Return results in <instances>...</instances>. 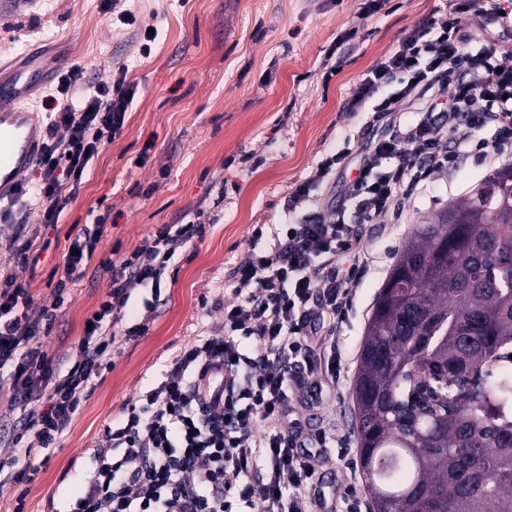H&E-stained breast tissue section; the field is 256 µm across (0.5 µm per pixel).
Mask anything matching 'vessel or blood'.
Returning a JSON list of instances; mask_svg holds the SVG:
<instances>
[{
	"mask_svg": "<svg viewBox=\"0 0 512 512\" xmlns=\"http://www.w3.org/2000/svg\"><path fill=\"white\" fill-rule=\"evenodd\" d=\"M46 82L36 58L0 61V202L16 199L23 174L41 156L44 129L28 107Z\"/></svg>",
	"mask_w": 512,
	"mask_h": 512,
	"instance_id": "obj_1",
	"label": "vessel or blood"
}]
</instances>
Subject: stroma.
Here are the masks:
<instances>
[{
    "mask_svg": "<svg viewBox=\"0 0 512 512\" xmlns=\"http://www.w3.org/2000/svg\"><path fill=\"white\" fill-rule=\"evenodd\" d=\"M375 16H359L360 0H129L136 23L109 19L100 0H40L23 12H0V57L39 50L52 70L79 64L93 82L109 80L113 62L128 67L137 87L122 135L92 161L77 198L56 225L29 211L25 227L0 218V270L28 288L35 304L54 300V274L63 268L65 235L88 224L95 210L109 226L82 278L71 290L43 349L72 358L86 319L110 291L100 261L120 262L164 224L200 216L202 237L170 261L160 292L136 290L128 312L146 331L116 344L112 369L96 380L75 419L49 455L20 460L32 474L25 486L0 488V512H51L77 497L75 475L103 428L134 403L180 347L219 333L224 306L232 302L230 280L246 260L254 225L288 221V196L312 175L323 154L362 145V117L344 102L362 74L388 54L411 29L447 20L448 0H391ZM359 26L337 74L326 56L336 35ZM158 37L150 56L139 42L145 29ZM494 164L467 159L436 175L406 204L402 216L362 225L372 255L361 281L351 288L336 329L341 379L336 397L309 419L331 430L346 456L330 454L325 479L336 492L354 488L362 512H371L359 473V447L352 429V390L364 329L399 250L423 217L466 196L494 171ZM35 235L37 267L23 265L9 247L18 231ZM163 302L152 307L154 295Z\"/></svg>",
    "mask_w": 512,
    "mask_h": 512,
    "instance_id": "obj_1",
    "label": "stroma"
}]
</instances>
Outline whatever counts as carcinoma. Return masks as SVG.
I'll return each instance as SVG.
<instances>
[{
	"label": "carcinoma",
	"mask_w": 512,
	"mask_h": 512,
	"mask_svg": "<svg viewBox=\"0 0 512 512\" xmlns=\"http://www.w3.org/2000/svg\"><path fill=\"white\" fill-rule=\"evenodd\" d=\"M512 164L418 225L380 290L354 385L373 512H512Z\"/></svg>",
	"instance_id": "cac0c4a2"
}]
</instances>
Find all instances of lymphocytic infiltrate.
<instances>
[{
  "instance_id": "f902f5d3",
  "label": "lymphocytic infiltrate",
  "mask_w": 512,
  "mask_h": 512,
  "mask_svg": "<svg viewBox=\"0 0 512 512\" xmlns=\"http://www.w3.org/2000/svg\"><path fill=\"white\" fill-rule=\"evenodd\" d=\"M483 34L461 36L457 19L435 33L414 28L351 88L346 109L363 115L359 153L325 154L288 198L291 223L256 225L248 258L233 273V303L221 335L197 337L104 429L65 512H335L319 468L334 437L311 429L306 412L333 398L341 377L327 341L345 313L367 252L359 231L380 224L431 177L474 157L491 162L512 146V49L488 32L482 0L466 7ZM35 191L55 223L84 182L89 162L120 137L136 87L117 64L108 81L83 67L61 71ZM355 170L349 203L332 195L336 174ZM107 214L69 238L52 305H35L13 277L0 280V473L28 483L20 457L55 447L92 382L112 365L133 292L159 288L170 259L203 224H165L121 262H104L111 290L76 347V360L49 356L50 335L70 284L92 260ZM39 403V412L28 406Z\"/></svg>"
}]
</instances>
